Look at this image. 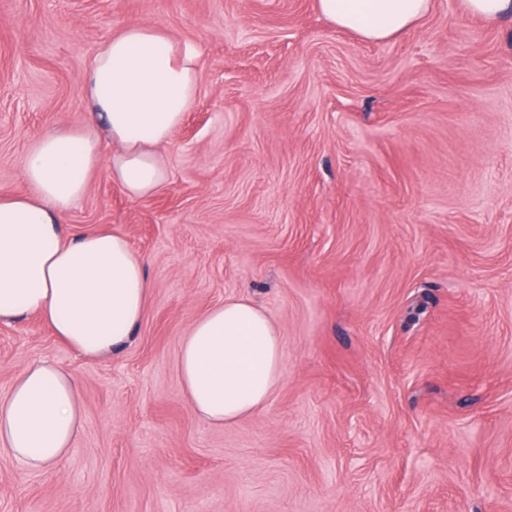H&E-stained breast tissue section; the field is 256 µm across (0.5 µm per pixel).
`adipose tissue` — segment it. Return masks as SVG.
Wrapping results in <instances>:
<instances>
[{"mask_svg":"<svg viewBox=\"0 0 512 512\" xmlns=\"http://www.w3.org/2000/svg\"><path fill=\"white\" fill-rule=\"evenodd\" d=\"M333 26L384 42L418 25L432 0H317ZM198 55L160 26L135 22L103 43L83 91L112 143L103 156L86 130L50 129L24 158L21 190L0 196V321L35 315L78 354L105 358L142 320L152 283L145 259L118 233L65 237L62 219L106 168L131 198L168 179L158 149L171 142L194 104ZM178 369L185 396L213 425L263 408L281 381V343L267 313L246 299L208 309L190 325ZM83 426L75 378L41 361L0 397V447L23 469L57 466Z\"/></svg>","mask_w":512,"mask_h":512,"instance_id":"ef3b65f1","label":"adipose tissue"}]
</instances>
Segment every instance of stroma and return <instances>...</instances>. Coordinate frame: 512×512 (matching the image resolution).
Here are the masks:
<instances>
[{
	"label": "stroma",
	"mask_w": 512,
	"mask_h": 512,
	"mask_svg": "<svg viewBox=\"0 0 512 512\" xmlns=\"http://www.w3.org/2000/svg\"><path fill=\"white\" fill-rule=\"evenodd\" d=\"M130 22L197 51L198 96L160 190L98 169L63 229L124 235L153 289L101 360L0 322V396L45 360L83 410L52 469L0 449V512H512V18L433 0L368 43L316 0H0V194L36 135L84 128L86 69ZM240 298L283 375L216 426L178 354Z\"/></svg>",
	"instance_id": "stroma-1"
}]
</instances>
